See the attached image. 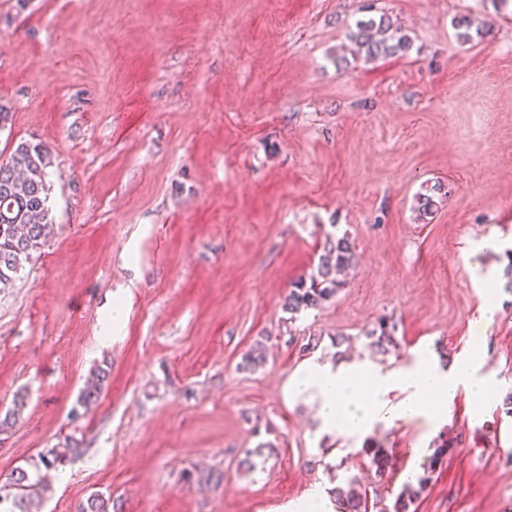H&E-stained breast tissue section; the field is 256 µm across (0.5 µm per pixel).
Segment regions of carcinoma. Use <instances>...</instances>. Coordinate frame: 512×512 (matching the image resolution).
<instances>
[{
    "mask_svg": "<svg viewBox=\"0 0 512 512\" xmlns=\"http://www.w3.org/2000/svg\"><path fill=\"white\" fill-rule=\"evenodd\" d=\"M389 20L381 16L356 22L353 38L358 48L368 58L394 54L409 47L406 37L388 35ZM51 154L40 143L21 141L0 158V288L12 285L18 278L23 264L30 262L54 235L55 225L49 218V168ZM355 262L354 245L348 235L330 236L318 255L315 272L307 279L297 281L289 290L284 310L292 315L310 309H318L335 296L342 285L339 276L348 271ZM396 326L383 319L367 333L372 344L385 353L395 344ZM265 361V346L257 342L244 355L242 368L254 369ZM108 379V372L100 369L87 381L80 403L86 407L94 403ZM79 451L74 444L64 448H50L41 455L45 466L51 467ZM448 456V445L442 443L435 448L426 474L417 482L407 481L395 495L392 506L382 507V512H410V506L418 500L431 479V474ZM367 469L375 476H383L390 468L388 454L377 448L368 454ZM14 494L0 495V512H32L33 495L37 483L31 482L29 472L18 469L12 473ZM361 478L354 475L346 485L331 490L337 512H369L367 492L360 491Z\"/></svg>",
    "mask_w": 512,
    "mask_h": 512,
    "instance_id": "carcinoma-1",
    "label": "carcinoma"
}]
</instances>
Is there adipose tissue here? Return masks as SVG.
<instances>
[{
	"label": "adipose tissue",
	"mask_w": 512,
	"mask_h": 512,
	"mask_svg": "<svg viewBox=\"0 0 512 512\" xmlns=\"http://www.w3.org/2000/svg\"><path fill=\"white\" fill-rule=\"evenodd\" d=\"M296 394H311L317 400L323 428L348 436H362L379 425L425 420L439 429L448 419V405L458 390L473 400L489 402L495 392L493 379L476 375L470 364L451 362L448 367L423 364L403 371L335 370L307 362L293 378ZM402 391L390 402L392 391Z\"/></svg>",
	"instance_id": "ef3b65f1"
}]
</instances>
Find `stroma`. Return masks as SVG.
<instances>
[{"label":"stroma","mask_w":512,"mask_h":512,"mask_svg":"<svg viewBox=\"0 0 512 512\" xmlns=\"http://www.w3.org/2000/svg\"><path fill=\"white\" fill-rule=\"evenodd\" d=\"M411 47L367 59L357 20ZM486 22L462 41L456 23ZM0 103L52 156L55 234L0 290V489L38 512H296L353 474L415 512H512V13L495 0H0ZM436 202L420 214L424 196ZM356 264L320 309L282 302L327 236ZM115 338L100 334L114 307ZM396 325L380 353L366 334ZM317 338L313 353L302 344ZM264 364L241 369L255 342ZM446 355L493 378L448 422L323 429L287 386L308 357L408 370ZM98 400L78 406L97 369ZM25 406L15 410L17 397ZM78 442L45 467L40 454ZM385 449V477L366 451ZM223 472L220 484L195 474ZM448 445L446 442H442L441 445L435 448L434 453L431 456L429 466L426 468L424 475L417 479L416 485L408 480L404 483L402 489L398 494L395 495L392 506L389 507L384 505L381 508L383 512H410V506L418 500L421 493L424 492L426 485L431 479V475L438 465H441L444 459L448 456ZM11 480L15 492L12 496L0 495V512H31L38 484L31 482L29 472L22 468L12 473Z\"/></svg>","instance_id":"stroma-1"}]
</instances>
